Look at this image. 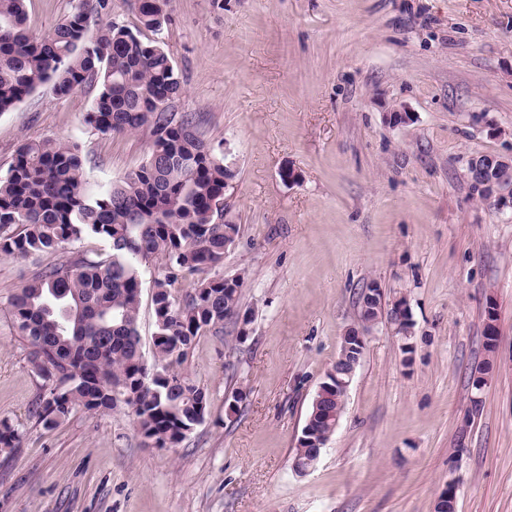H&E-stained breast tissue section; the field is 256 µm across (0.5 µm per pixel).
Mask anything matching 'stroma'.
<instances>
[{"mask_svg":"<svg viewBox=\"0 0 512 512\" xmlns=\"http://www.w3.org/2000/svg\"><path fill=\"white\" fill-rule=\"evenodd\" d=\"M76 0H28L33 36ZM164 47L202 137L229 141L235 244L213 273L242 281L248 334L195 339L183 370L208 413L176 448L145 446L130 409L51 429L10 296L39 258L0 257V512H512V210L473 191L470 161L512 156V0H172ZM94 95L43 86L0 114V173L27 139H64L117 180L147 133L85 124ZM400 110L409 118L388 120ZM290 167L297 182L282 181ZM381 318L335 434L311 472L292 450L358 295Z\"/></svg>","mask_w":512,"mask_h":512,"instance_id":"stroma-1","label":"stroma"}]
</instances>
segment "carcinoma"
Here are the masks:
<instances>
[{
	"mask_svg": "<svg viewBox=\"0 0 512 512\" xmlns=\"http://www.w3.org/2000/svg\"><path fill=\"white\" fill-rule=\"evenodd\" d=\"M144 41L124 24L92 28L112 0H77L51 32L34 37L27 0H0V114L46 84L55 95L95 91L85 121L102 134L147 131V161L107 186L91 182V160L64 140L23 142L0 174V256L26 258L70 249L9 299L29 363L50 384L36 413L47 426L77 410H132L154 448L178 447L204 421L208 395L181 371L194 340L239 325L241 285L204 273L223 264L240 226L224 222V142L198 135L196 116L176 111L184 93L161 36L170 0H134ZM88 239L102 243L83 250ZM193 277L176 297L172 286ZM151 278L152 361L138 329L142 286ZM309 408L313 438L335 433L329 416L345 400L324 389ZM17 429L0 421V447Z\"/></svg>",
	"mask_w": 512,
	"mask_h": 512,
	"instance_id": "cac0c4a2",
	"label": "carcinoma"
}]
</instances>
